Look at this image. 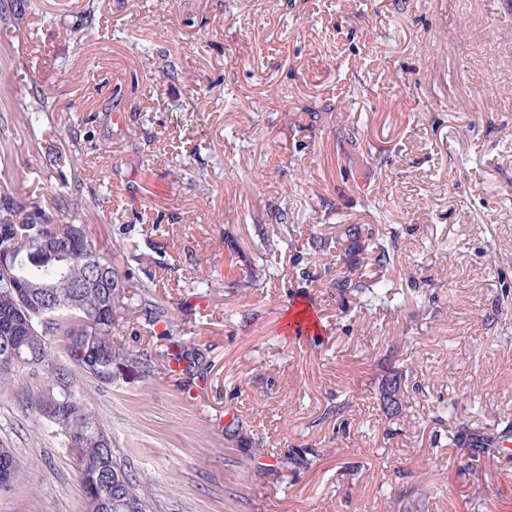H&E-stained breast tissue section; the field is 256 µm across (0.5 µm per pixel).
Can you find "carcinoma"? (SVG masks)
I'll return each instance as SVG.
<instances>
[{"mask_svg":"<svg viewBox=\"0 0 512 512\" xmlns=\"http://www.w3.org/2000/svg\"><path fill=\"white\" fill-rule=\"evenodd\" d=\"M30 0H0V18L20 15ZM62 202L28 209L22 202L5 200L0 209V248L14 257L12 276H0V383L20 370L12 354L23 352L34 360L33 372L46 376L47 387L38 392L35 409L57 402L48 422L60 427L63 448L82 477L87 512H151L149 496L137 482L132 466L117 460L112 435L101 425L70 368L59 362L48 336L61 337L64 350L84 372L103 383H112V360H128L153 371L148 359L136 351L121 352L112 341L114 313L123 308L142 312L154 323L173 326L168 310L152 302L134 276H120L112 258L88 239L84 225L79 235L64 226ZM345 236L363 240L366 259L379 274L365 281L354 274L336 278L334 285L371 310L388 303L385 274L397 261L396 236L376 233L370 224H354ZM312 247L327 256L324 273H330L340 256L331 253L332 241L319 238ZM501 435L471 430L465 425L450 432L451 443L471 449L463 470L474 475L480 456L499 447ZM24 471L13 450L0 448V490L19 483Z\"/></svg>","mask_w":512,"mask_h":512,"instance_id":"carcinoma-1","label":"carcinoma"}]
</instances>
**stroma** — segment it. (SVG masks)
Returning a JSON list of instances; mask_svg holds the SVG:
<instances>
[{"instance_id": "1", "label": "stroma", "mask_w": 512, "mask_h": 512, "mask_svg": "<svg viewBox=\"0 0 512 512\" xmlns=\"http://www.w3.org/2000/svg\"><path fill=\"white\" fill-rule=\"evenodd\" d=\"M58 196L178 325L118 311L154 374H76L153 512H512V450L472 478L448 439L512 422V0H32L0 19V201ZM346 224L398 236L387 309L301 281ZM44 381L0 384V512H86ZM24 476V471L16 460L11 448H0V490L6 491L19 483ZM3 477V478H2Z\"/></svg>"}]
</instances>
